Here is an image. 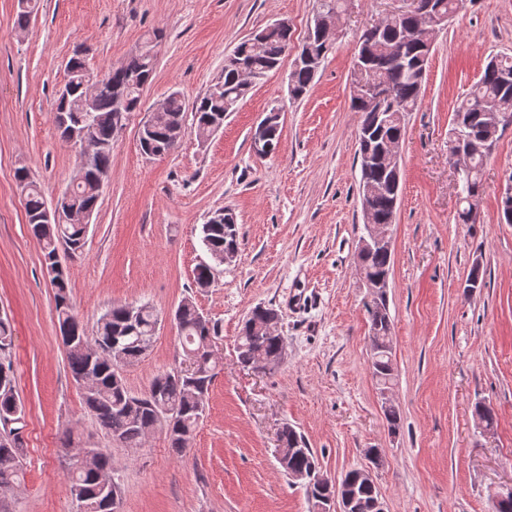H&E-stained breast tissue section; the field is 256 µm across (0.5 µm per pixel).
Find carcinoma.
Instances as JSON below:
<instances>
[{
	"instance_id": "cac0c4a2",
	"label": "carcinoma",
	"mask_w": 512,
	"mask_h": 512,
	"mask_svg": "<svg viewBox=\"0 0 512 512\" xmlns=\"http://www.w3.org/2000/svg\"><path fill=\"white\" fill-rule=\"evenodd\" d=\"M346 0H317L314 13L338 16ZM464 0H433V24L420 26L418 17H387L380 21L382 30L374 40L362 41L363 58L355 63L366 70V79L387 86L391 99L379 109L363 99H351L352 108L359 114L356 132L357 161L364 163L367 154L378 151L385 142L404 134L405 115L416 110L421 102L422 85L431 48L426 42L435 41L433 29H442L443 18H452L463 7ZM17 28L28 26L38 11V0H17ZM421 27L422 40L400 43V34L408 27ZM258 40L245 39L224 58L221 80L210 87L192 107H186L181 95L170 93L165 98L167 120L157 126L139 142L142 153L150 158L162 157L173 152L186 127L187 112H194L196 135L207 138L213 132V123L224 113L236 110L248 93L240 66H245L254 79L277 68L287 56L293 38L287 28L266 25L256 31ZM333 49L330 37H314L301 46L293 66L290 81L292 99L297 100L311 90L322 63ZM155 66L153 45L147 41L143 50L104 73L103 81L92 99H87L84 78L89 74L79 53L69 59L66 66L65 93L57 99L55 123L62 138L70 141L73 131H85L88 138L101 148L82 158L79 167L85 175L75 178L68 194L59 200L63 216L46 218L50 210L40 188L32 180L27 182L25 209L33 235L42 245L45 262L57 268L51 279L55 288L58 326L62 344L68 358V368L74 381L91 374L92 388L83 390L85 408L95 418L98 427L110 440L125 448H140L146 433L155 429L165 431L172 451L180 454L189 436L205 413L206 397L215 376L216 360L207 348L209 337L218 336V326L212 323L190 300L182 301L173 313L183 338L181 363L187 365L184 373L172 369L158 373L148 391L143 395L132 393L118 370L117 356L132 363L143 358L150 350L156 334L159 317L147 303L139 305L138 312L129 316V305L116 304L107 309L97 320L95 329L87 332L74 313L68 292V278L59 261V249L77 251L85 244L87 231L82 224L68 220L67 212L77 214L98 204L99 177L108 172L111 164L112 140L119 131L116 114L134 112L140 105L143 85L151 78ZM495 113L512 117V55H496L486 64L466 99L457 106L455 115H463L460 122L452 124L448 139L468 138L475 145L465 160L467 171L462 176L461 202L464 207L458 217L464 224L476 223L473 209L479 207L482 188V169L485 158L498 139L499 127L489 122L487 114ZM365 182L371 184V203L375 219L380 224L395 223L400 194L389 188V175L375 169L366 174ZM228 224L205 223L201 227L202 242L211 259L218 265L224 263V248L238 247V230L235 214H229ZM393 257L378 251L364 258L366 270L380 276L390 270ZM370 329H382L391 322L385 300L365 302ZM271 313L266 307L255 310L242 326L237 341V358L248 366L249 357L261 352L265 359L277 358L281 337L261 333L255 324L261 323ZM25 406L16 391L13 364L0 357V487H9L19 478L21 470V432L25 423ZM280 466L286 475L318 468L313 449L296 430L283 427ZM112 470L109 449L101 448L90 460L72 459L69 469L70 493L77 512H108L106 498L120 490L102 492L99 474ZM377 491L358 484L349 512H374L373 502Z\"/></svg>"
}]
</instances>
